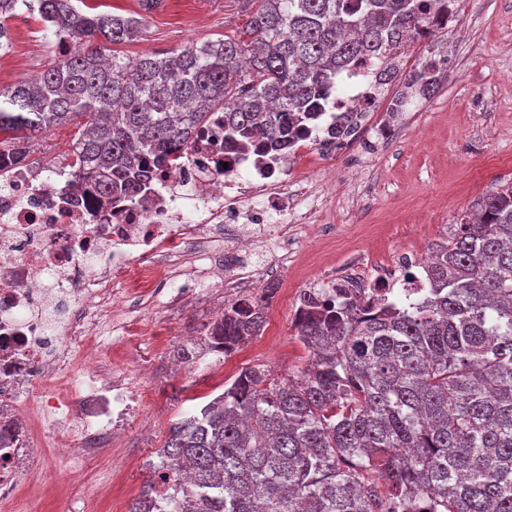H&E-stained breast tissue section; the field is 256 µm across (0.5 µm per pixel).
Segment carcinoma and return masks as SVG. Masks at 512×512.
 <instances>
[{
    "mask_svg": "<svg viewBox=\"0 0 512 512\" xmlns=\"http://www.w3.org/2000/svg\"><path fill=\"white\" fill-rule=\"evenodd\" d=\"M439 0H262L249 40L193 43L134 60L146 18L92 13L74 0H0L10 21L38 14L63 59L0 89V171L27 157L26 136L73 121L71 175L101 193L138 194L148 172L214 112L224 142L259 150L300 137L340 70L422 29ZM101 38L104 46L73 51ZM423 64L409 85L429 93ZM427 268L414 307L346 290L303 292L294 328L310 353L297 375L243 370L175 422L129 512H512V182L476 197ZM277 289L224 305L205 342L224 353L261 335ZM189 485L162 503L161 483Z\"/></svg>",
    "mask_w": 512,
    "mask_h": 512,
    "instance_id": "carcinoma-1",
    "label": "carcinoma"
}]
</instances>
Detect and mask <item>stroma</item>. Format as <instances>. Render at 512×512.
Segmentation results:
<instances>
[{
  "mask_svg": "<svg viewBox=\"0 0 512 512\" xmlns=\"http://www.w3.org/2000/svg\"><path fill=\"white\" fill-rule=\"evenodd\" d=\"M260 0H162L144 14L139 38L120 46L133 58L168 55L188 42L240 37ZM10 48L0 54V86L42 72L60 54L38 15L20 12L10 22ZM452 50L437 91L412 97V121L400 124L375 158L345 151L332 157L305 156L292 178L305 196L288 195L284 230L292 249L280 263L276 237L261 235L266 275L278 291L266 309L261 336L232 353H210L170 371L176 352L198 335L214 308L247 293V281L225 286L196 282L195 300L178 301L172 286H159L150 302L123 294L125 319L147 321L153 334L131 341L121 332L99 334L108 365L135 373L143 359L152 368L141 386L148 392L144 425H131L118 437L89 439L83 450L84 480L68 479L65 451L56 435L68 426L69 401L76 375L57 379L55 435L41 446L39 495L19 496L14 512H128L149 477L148 461L164 443L170 426L223 392L245 368L257 365L287 376L305 368L309 354L293 326L299 296L331 271L360 281L372 269L395 261L399 252H435L448 241L454 224L467 215L474 199L490 187L512 182V0H463L455 23L413 44L408 68H416L434 45ZM77 132L64 123L28 143L35 169L63 161ZM166 339L164 358H155V337ZM110 488L108 497L91 495L90 486Z\"/></svg>",
  "mask_w": 512,
  "mask_h": 512,
  "instance_id": "1",
  "label": "stroma"
}]
</instances>
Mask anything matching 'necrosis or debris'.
Segmentation results:
<instances>
[{
	"label": "necrosis or debris",
	"mask_w": 512,
	"mask_h": 512,
	"mask_svg": "<svg viewBox=\"0 0 512 512\" xmlns=\"http://www.w3.org/2000/svg\"><path fill=\"white\" fill-rule=\"evenodd\" d=\"M409 47L368 57L356 71L336 76V102L308 123L291 146L263 152L224 142V116L214 113L189 149L173 151L168 168L154 172L146 189L128 198H102L94 183L71 186L63 165L45 176L17 165L0 176V401L18 397L26 409L11 413L19 439L33 419L54 406L51 382L70 368L87 381L91 411L69 418L63 447L109 430L118 433L144 414L141 390L124 372L102 366L91 328L112 311L114 285L153 288L159 259L188 248L204 256L214 238L228 240L238 258L225 277L245 270L255 252L245 225L270 224L288 206V178L303 154L364 142L367 154L393 134L371 125L389 82L406 67ZM347 129L336 137V128ZM426 257L405 252L379 272L366 293L417 302L424 286L406 283L407 268H426ZM33 449L0 448V486L27 481L37 472Z\"/></svg>",
	"instance_id": "necrosis-or-debris-1"
}]
</instances>
